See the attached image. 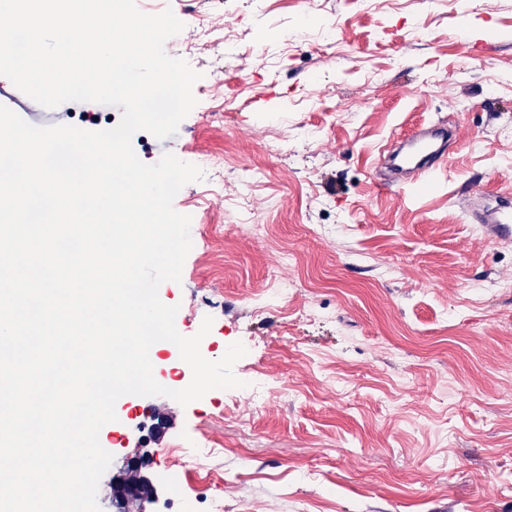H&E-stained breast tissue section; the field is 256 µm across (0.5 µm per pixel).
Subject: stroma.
<instances>
[{
    "instance_id": "35a3bbf8",
    "label": "stroma",
    "mask_w": 512,
    "mask_h": 512,
    "mask_svg": "<svg viewBox=\"0 0 512 512\" xmlns=\"http://www.w3.org/2000/svg\"><path fill=\"white\" fill-rule=\"evenodd\" d=\"M136 5L198 19L165 50L201 74L140 160L224 156L222 181L173 201L192 248L159 297L184 336L212 317L206 359L247 353L242 387L121 397L102 486L140 456L154 499L125 512H186L202 488L223 512H512V290L490 289L512 278V233L465 206L512 190V0ZM438 121L461 136L428 186L382 189L383 150ZM278 285L287 309L254 314ZM204 432L214 449L176 489L175 451Z\"/></svg>"
}]
</instances>
